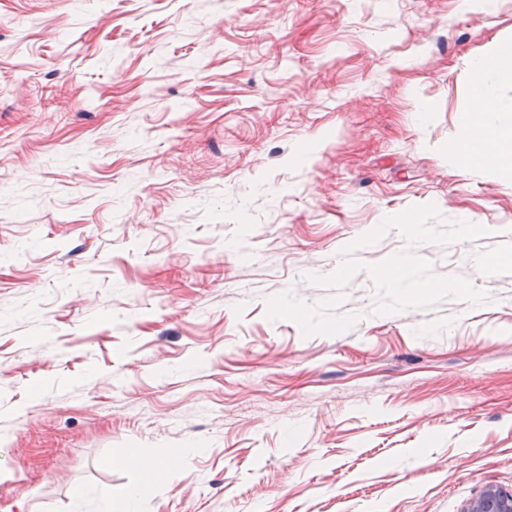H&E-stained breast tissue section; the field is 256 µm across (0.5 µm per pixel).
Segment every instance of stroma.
Instances as JSON below:
<instances>
[{"label":"stroma","instance_id":"stroma-1","mask_svg":"<svg viewBox=\"0 0 512 512\" xmlns=\"http://www.w3.org/2000/svg\"><path fill=\"white\" fill-rule=\"evenodd\" d=\"M498 44L512 0H0V512L512 490V174L452 152Z\"/></svg>","mask_w":512,"mask_h":512}]
</instances>
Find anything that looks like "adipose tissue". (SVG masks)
<instances>
[{
  "instance_id": "1",
  "label": "adipose tissue",
  "mask_w": 512,
  "mask_h": 512,
  "mask_svg": "<svg viewBox=\"0 0 512 512\" xmlns=\"http://www.w3.org/2000/svg\"><path fill=\"white\" fill-rule=\"evenodd\" d=\"M512 81V49L499 47L474 65V108L463 113V136L456 146L461 163L479 164L491 172H512V117L499 112L492 78Z\"/></svg>"
}]
</instances>
